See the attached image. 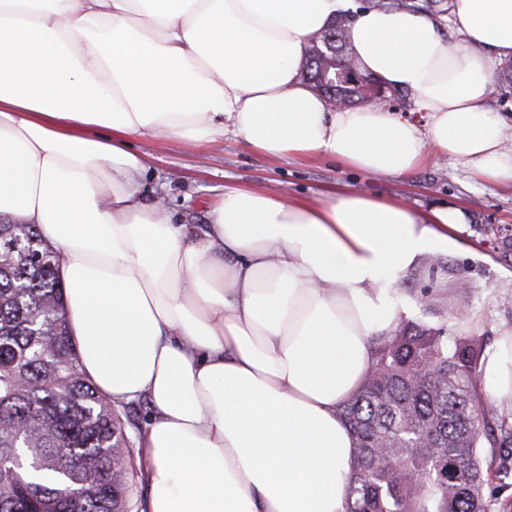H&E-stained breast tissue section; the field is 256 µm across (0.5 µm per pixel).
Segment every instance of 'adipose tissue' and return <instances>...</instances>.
I'll list each match as a JSON object with an SVG mask.
<instances>
[{
    "instance_id": "adipose-tissue-1",
    "label": "adipose tissue",
    "mask_w": 512,
    "mask_h": 512,
    "mask_svg": "<svg viewBox=\"0 0 512 512\" xmlns=\"http://www.w3.org/2000/svg\"><path fill=\"white\" fill-rule=\"evenodd\" d=\"M352 0H0V219L60 255L83 372L147 401L148 512H344L356 438L339 415L400 321L401 277L457 246L456 207L354 191L283 199L228 188L204 225L143 198L128 140L233 133L276 158L405 175L445 156L512 183V134L486 107L512 59V0H456L452 44L411 12L365 9L363 72L407 89L417 124L337 109L302 78ZM479 391L512 413V330Z\"/></svg>"
}]
</instances>
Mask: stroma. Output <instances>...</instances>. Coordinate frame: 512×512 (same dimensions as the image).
I'll return each instance as SVG.
<instances>
[{
  "label": "stroma",
  "mask_w": 512,
  "mask_h": 512,
  "mask_svg": "<svg viewBox=\"0 0 512 512\" xmlns=\"http://www.w3.org/2000/svg\"><path fill=\"white\" fill-rule=\"evenodd\" d=\"M145 154L148 198L162 199L175 223L203 224L211 203L225 189L259 185L286 198H319L346 189L400 196L417 209L453 206L467 222L461 251L421 264L400 283L406 321H428L431 305H445L461 293L472 303L471 332L495 347L512 328V184L483 186L451 160L440 157L415 173L372 177L331 159L275 158L251 149L241 138L189 146L181 141L134 138Z\"/></svg>",
  "instance_id": "1"
}]
</instances>
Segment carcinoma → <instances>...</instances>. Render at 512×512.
Returning a JSON list of instances; mask_svg holds the SVG:
<instances>
[{"instance_id":"carcinoma-1","label":"carcinoma","mask_w":512,"mask_h":512,"mask_svg":"<svg viewBox=\"0 0 512 512\" xmlns=\"http://www.w3.org/2000/svg\"><path fill=\"white\" fill-rule=\"evenodd\" d=\"M354 2L312 38L303 79L337 107L411 100L371 76L362 90L348 27L364 3L443 20L455 0ZM59 262L35 225L0 223V458L35 464L0 472V512H138L131 420L80 368ZM469 310L461 298L374 339L341 408L357 440L345 512H512V415L479 392L483 340L448 330Z\"/></svg>"}]
</instances>
